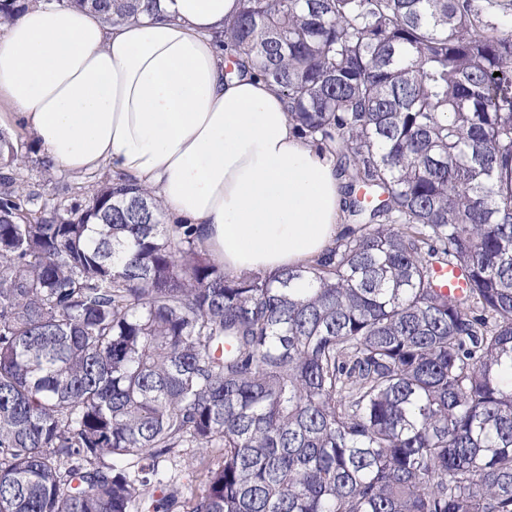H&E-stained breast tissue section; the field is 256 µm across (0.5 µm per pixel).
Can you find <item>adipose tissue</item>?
<instances>
[{
  "instance_id": "obj_1",
  "label": "adipose tissue",
  "mask_w": 512,
  "mask_h": 512,
  "mask_svg": "<svg viewBox=\"0 0 512 512\" xmlns=\"http://www.w3.org/2000/svg\"><path fill=\"white\" fill-rule=\"evenodd\" d=\"M117 25L30 6L0 36V102L53 165L155 190L229 275L317 258L340 230L333 158L301 138L262 77L217 39L240 0H160Z\"/></svg>"
}]
</instances>
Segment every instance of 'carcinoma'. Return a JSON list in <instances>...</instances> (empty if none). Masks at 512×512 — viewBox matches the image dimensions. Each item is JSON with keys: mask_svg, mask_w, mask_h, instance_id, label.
I'll return each mask as SVG.
<instances>
[{"mask_svg": "<svg viewBox=\"0 0 512 512\" xmlns=\"http://www.w3.org/2000/svg\"><path fill=\"white\" fill-rule=\"evenodd\" d=\"M240 2L345 226L229 276L124 178L31 208L0 133V512H512V0Z\"/></svg>", "mask_w": 512, "mask_h": 512, "instance_id": "1", "label": "carcinoma"}]
</instances>
